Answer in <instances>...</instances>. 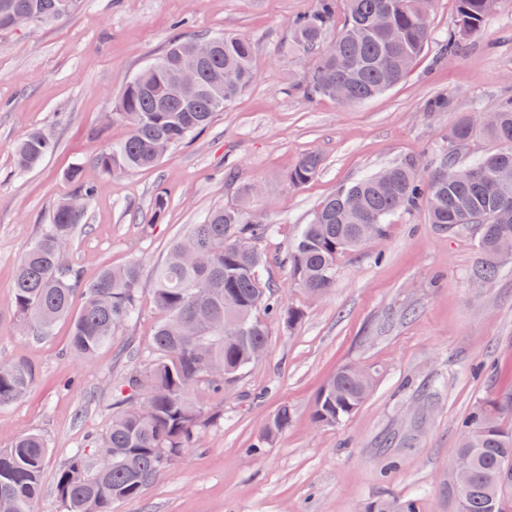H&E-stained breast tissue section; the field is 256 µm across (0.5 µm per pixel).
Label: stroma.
<instances>
[{
    "mask_svg": "<svg viewBox=\"0 0 512 512\" xmlns=\"http://www.w3.org/2000/svg\"><path fill=\"white\" fill-rule=\"evenodd\" d=\"M312 0H84L70 18L0 32V360L33 370L29 395L0 408V448L38 433L49 455L38 512H64L56 476L72 449L93 450L122 399L120 382L151 357L161 318L152 300L153 269L188 225L235 200L237 182H259L254 208L274 231L260 242L270 263L262 279L304 311L287 330L269 324L263 355L223 397L208 383L189 391L210 418L198 445L174 468L112 512H364L385 495L415 498L420 512H455L448 468L461 422L512 388V263L491 284L468 276L480 261L472 233L431 226L425 207L396 213L386 237L340 257L334 287L308 296L288 279V247L300 226L345 184L406 160L429 165L456 113H488L512 96V0H503L465 49L438 59L454 29L456 0H434L432 39L406 78L364 103L307 97L296 80L311 64L291 46V21ZM231 32L258 45L253 84L198 137L155 166L106 177L95 158L121 127L104 114L124 82L175 38ZM454 102L430 112L433 96ZM56 151L17 174L13 147L31 129ZM307 154L317 175L300 187L287 173ZM96 192L64 243L67 267L82 284L107 267L138 261L137 316L115 331L94 359L75 357L69 320L52 333L22 332L12 304L26 249L73 192L72 163ZM169 208L149 223L156 190ZM376 370L361 408L338 425L311 420L316 397L340 366ZM292 421L266 451L248 447L281 406Z\"/></svg>",
    "mask_w": 512,
    "mask_h": 512,
    "instance_id": "35a3bbf8",
    "label": "stroma"
}]
</instances>
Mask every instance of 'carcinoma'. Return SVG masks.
<instances>
[{"label": "carcinoma", "instance_id": "obj_1", "mask_svg": "<svg viewBox=\"0 0 512 512\" xmlns=\"http://www.w3.org/2000/svg\"><path fill=\"white\" fill-rule=\"evenodd\" d=\"M83 0H0V31L13 17L33 12L36 23L60 21L75 13ZM501 0H457V24L442 40L443 53L456 52L467 36L479 34ZM433 0H313L311 9L291 23L293 47L316 57L299 83L310 98H336L343 105L363 103L402 81L431 42ZM341 25L336 39L326 34ZM218 49L202 65L195 84L179 86L180 68L192 58L198 36L174 39L165 52L127 80L112 101L109 122L125 128L124 137L107 147L96 166L106 176L125 175L159 163L167 151L202 134L255 79L258 51L250 38L213 34ZM497 124L477 123L471 112L458 113L448 129L429 174L409 160L344 186L327 198L302 226L288 249L291 283L311 296L334 287L337 262L346 252L382 238L387 219L416 203L427 207L429 223L441 232L476 231L481 262L470 272L476 284L495 279L512 258V97L495 109ZM483 132L494 148L468 164L477 176L464 180L458 154ZM56 149L46 133L33 129L15 146L21 172L37 169ZM320 168L308 154L288 176L299 187ZM67 179L76 187L71 200L60 202L41 236L17 267L13 305L26 330L48 335L55 323L70 316L72 297L81 284L65 266L62 246L84 216L94 189L85 183L83 165L72 164ZM260 196L253 183L238 187L235 203L207 212L175 240L165 261L154 270L153 301L162 318L153 334L150 363L133 369L120 388L127 407L112 416L111 426L95 446L109 467H89L86 450L76 449L59 470L56 492L65 512H112V504L133 499L168 471L184 448L195 445L205 426L202 411L188 398L189 389L206 381L217 393L224 382L257 361L268 336V320L294 329L302 309L286 304L275 286L262 282L267 263L258 243L272 231L252 216ZM369 224L367 232L358 225ZM142 272L133 261L107 268L85 286L86 300L74 317L70 350L93 357L112 334L132 320L139 307ZM374 377L341 367L321 389L311 414L318 425H336L354 415L373 387ZM32 372L23 362L0 363V407L23 400ZM291 414L282 407L249 448L258 454L288 428ZM49 448L38 433L18 437L0 448V512H36ZM457 455L469 461L468 484L455 496L456 512H512L505 490L512 478V390L496 394L472 412L462 425ZM365 512H420L413 498H379Z\"/></svg>", "mask_w": 512, "mask_h": 512}]
</instances>
